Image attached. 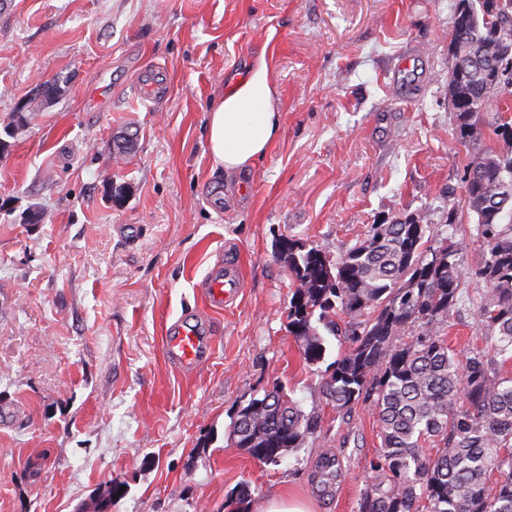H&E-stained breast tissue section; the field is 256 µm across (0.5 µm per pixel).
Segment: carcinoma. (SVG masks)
<instances>
[{
	"label": "carcinoma",
	"instance_id": "obj_1",
	"mask_svg": "<svg viewBox=\"0 0 512 512\" xmlns=\"http://www.w3.org/2000/svg\"><path fill=\"white\" fill-rule=\"evenodd\" d=\"M448 108L461 137L486 122L512 145V0H456ZM465 194L476 215L477 260L432 243L431 225L407 215L372 224L358 244L332 257L297 239L279 249L297 287L288 332L308 365L323 361L319 327L345 318L350 350L328 367L323 392L338 408L361 402L377 418L381 448L374 481L357 512H512V150L470 160ZM484 284L472 299L485 343L459 360L448 323L464 302V277ZM229 438L252 458L277 465L317 433L318 421L275 383L240 407ZM321 483L342 477L335 455L318 461ZM241 486L224 503L249 512Z\"/></svg>",
	"mask_w": 512,
	"mask_h": 512
}]
</instances>
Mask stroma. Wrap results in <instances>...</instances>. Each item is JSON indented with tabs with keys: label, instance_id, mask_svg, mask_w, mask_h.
<instances>
[{
	"label": "stroma",
	"instance_id": "1",
	"mask_svg": "<svg viewBox=\"0 0 512 512\" xmlns=\"http://www.w3.org/2000/svg\"><path fill=\"white\" fill-rule=\"evenodd\" d=\"M452 29L453 0H0V512H95L113 482L111 512H224L243 483L251 512L274 498L356 512L376 418L323 394L347 342L327 336L324 363L303 362L279 241L336 256L413 213L475 261L466 166L474 145L504 143L460 138ZM263 50L282 132L227 174L209 110ZM229 260L244 288L216 311L199 285ZM184 315L212 336L192 370L165 350ZM276 382L319 427L274 466L228 434ZM324 450L343 470L326 485Z\"/></svg>",
	"mask_w": 512,
	"mask_h": 512
}]
</instances>
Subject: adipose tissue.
Instances as JSON below:
<instances>
[{"instance_id": "1", "label": "adipose tissue", "mask_w": 512, "mask_h": 512, "mask_svg": "<svg viewBox=\"0 0 512 512\" xmlns=\"http://www.w3.org/2000/svg\"><path fill=\"white\" fill-rule=\"evenodd\" d=\"M275 86L265 60L227 84L210 108L207 144L215 165L225 172L253 167L281 133L274 106Z\"/></svg>"}]
</instances>
